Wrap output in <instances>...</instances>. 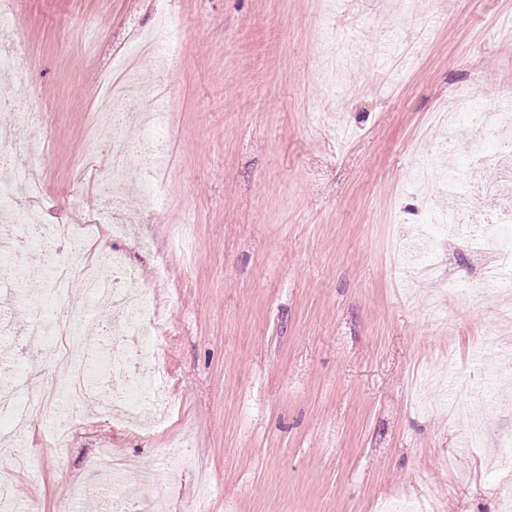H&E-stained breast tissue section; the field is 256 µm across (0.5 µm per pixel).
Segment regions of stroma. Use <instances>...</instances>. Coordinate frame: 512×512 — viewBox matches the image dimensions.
I'll return each instance as SVG.
<instances>
[{"label":"stroma","instance_id":"1","mask_svg":"<svg viewBox=\"0 0 512 512\" xmlns=\"http://www.w3.org/2000/svg\"><path fill=\"white\" fill-rule=\"evenodd\" d=\"M335 2L17 0L0 24L29 72L13 136L46 140L41 199L13 206L40 204L49 224L86 223L111 191V146L92 160L82 140L128 45L166 18L185 33L176 59L146 62L158 76L137 103L171 115L154 173L165 205L117 211L127 237L101 226L82 256L125 252L172 322L152 338L169 416L147 436L89 403L58 442L42 396L20 443L28 471L0 448L18 512H59L105 448L175 468L134 492L165 512H501L512 498L496 438L462 455L448 409L453 375L479 392L501 365L476 346L503 305L487 260L458 242L413 275L390 253L395 224L425 221L449 189L441 174L411 183L408 145L431 115L466 86L512 101V0H416L406 20L396 2ZM459 288L477 290L473 306ZM179 450L207 460L208 493Z\"/></svg>","mask_w":512,"mask_h":512}]
</instances>
